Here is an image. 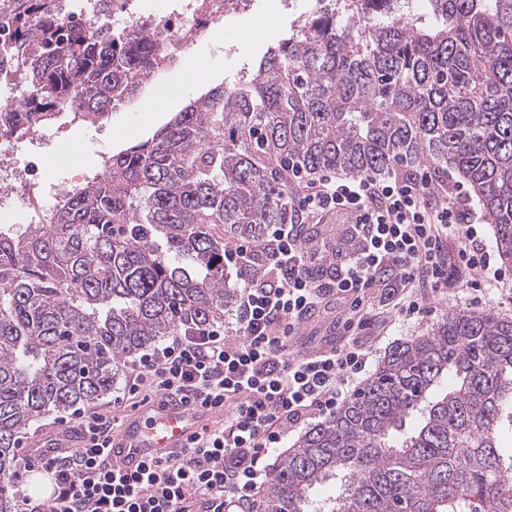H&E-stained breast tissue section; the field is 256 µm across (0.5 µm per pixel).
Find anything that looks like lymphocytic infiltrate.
I'll list each match as a JSON object with an SVG mask.
<instances>
[{
  "instance_id": "1",
  "label": "lymphocytic infiltrate",
  "mask_w": 512,
  "mask_h": 512,
  "mask_svg": "<svg viewBox=\"0 0 512 512\" xmlns=\"http://www.w3.org/2000/svg\"><path fill=\"white\" fill-rule=\"evenodd\" d=\"M300 193L289 195L283 223L262 240L224 248V264L253 270L223 321L189 327L144 353L131 368L124 393L149 403L160 396L224 408V418L193 439L175 461L155 460L130 474L104 461L115 419L77 408L61 417L76 442L55 436L28 450L22 472L44 481L42 495L17 494L16 512H232L256 496L270 460L287 432L333 415L358 389L373 351L356 338L372 324L364 307L374 289L387 292L402 322L428 315L422 291L448 281L444 241L460 240L456 260L478 271L475 292L506 277L477 226L482 214L463 183L437 191L436 173L398 164L371 176L344 178L325 169L296 172ZM355 217L342 241L306 251L301 227L330 215ZM334 297L346 305L340 319L351 342L315 355L295 356L288 345L301 322Z\"/></svg>"
}]
</instances>
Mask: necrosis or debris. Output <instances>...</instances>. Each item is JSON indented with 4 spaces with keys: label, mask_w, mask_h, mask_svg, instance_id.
Listing matches in <instances>:
<instances>
[{
    "label": "necrosis or debris",
    "mask_w": 512,
    "mask_h": 512,
    "mask_svg": "<svg viewBox=\"0 0 512 512\" xmlns=\"http://www.w3.org/2000/svg\"><path fill=\"white\" fill-rule=\"evenodd\" d=\"M60 28L126 36L147 34L162 44L161 55L144 58L145 80L132 85L128 95L112 104L113 111L135 110L150 82L201 65L208 34L239 23L256 13L257 0H170L168 12L146 8L144 0H44ZM14 0H0V110L13 112L29 104V92L3 46L10 40ZM56 150L54 139L33 127L17 135L0 131V223L39 224L43 216L66 192L87 180L86 174L71 175L61 167L48 177L44 160Z\"/></svg>",
    "instance_id": "obj_1"
}]
</instances>
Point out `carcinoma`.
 <instances>
[{"instance_id":"obj_1","label":"carcinoma","mask_w":512,"mask_h":512,"mask_svg":"<svg viewBox=\"0 0 512 512\" xmlns=\"http://www.w3.org/2000/svg\"><path fill=\"white\" fill-rule=\"evenodd\" d=\"M17 0L20 133L72 110L93 123L148 40L64 31ZM268 47L243 83L191 97L102 157L44 224H0V476L39 414L112 392L121 363L224 316V243L286 215L277 169L357 176L452 167L512 266V0H335ZM512 320L460 309L398 343L335 413L278 456L247 512H512ZM341 476L326 505L314 491Z\"/></svg>"}]
</instances>
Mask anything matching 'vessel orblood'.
<instances>
[{"mask_svg":"<svg viewBox=\"0 0 512 512\" xmlns=\"http://www.w3.org/2000/svg\"><path fill=\"white\" fill-rule=\"evenodd\" d=\"M220 416V410L198 403L155 400L131 415L113 436L111 462L131 473L148 460L180 456L202 427Z\"/></svg>","mask_w":512,"mask_h":512,"instance_id":"b4317fda","label":"vessel or blood"}]
</instances>
